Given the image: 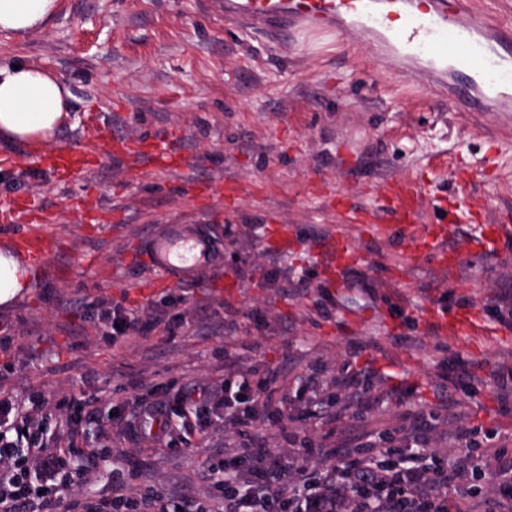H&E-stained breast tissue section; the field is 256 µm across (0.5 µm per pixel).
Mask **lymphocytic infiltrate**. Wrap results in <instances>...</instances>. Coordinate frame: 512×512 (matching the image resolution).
<instances>
[{"mask_svg": "<svg viewBox=\"0 0 512 512\" xmlns=\"http://www.w3.org/2000/svg\"><path fill=\"white\" fill-rule=\"evenodd\" d=\"M270 381L255 388L247 384L224 385V421L235 427L262 424L277 413ZM9 407H0V512H49L50 501H36V491L62 493L70 485L65 473L71 445L48 447L44 432L53 415L40 410L27 415L24 427L10 420ZM404 456L397 466L356 464L343 475L345 489L353 496L348 512H451L444 494L452 479L447 467H428L418 438L403 437ZM263 446L245 449L243 455L225 458L213 477L230 494L224 512H288L298 494L288 485L272 482L269 473L253 468V481L240 488L242 462L258 463L266 455Z\"/></svg>", "mask_w": 512, "mask_h": 512, "instance_id": "f902f5d3", "label": "lymphocytic infiltrate"}]
</instances>
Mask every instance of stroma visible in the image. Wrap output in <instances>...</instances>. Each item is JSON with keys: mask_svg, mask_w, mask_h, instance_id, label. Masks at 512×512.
Masks as SVG:
<instances>
[{"mask_svg": "<svg viewBox=\"0 0 512 512\" xmlns=\"http://www.w3.org/2000/svg\"><path fill=\"white\" fill-rule=\"evenodd\" d=\"M0 57L66 81L70 119L54 149L86 154L59 171L45 152L0 141V242L54 245L29 292L0 308V400L52 410L85 395L102 415L128 416L144 400L220 392L228 362L238 381L267 378L288 396L287 417L239 431L220 405L204 429L174 418L163 446L118 425L108 439L79 428L67 468L88 479L53 512L117 486L136 501L175 494L222 512L210 470L225 452L261 442L267 468L315 484L323 451L352 439L354 458L384 462L410 426L454 466L448 497L460 512H512V485L492 474L512 462V397L492 381L512 361V314L497 307L512 294V235L484 256L473 244L487 225H512V144L491 149L487 132L396 64H376L367 40L287 42L224 20L209 0H59L42 30L0 34ZM102 135L163 145L186 165L159 173L116 148L92 154ZM228 181L257 190L219 195ZM389 184L418 190L422 204L412 225L378 232L362 217L379 213ZM463 188L480 208L455 210ZM445 209L455 212L447 263L409 261V230L425 233ZM168 223L220 229V262L178 284L141 262L143 234ZM279 231L297 249L275 252ZM331 237L364 264L325 276L315 248ZM114 306L148 331L112 342L99 316ZM473 310L479 330L457 331ZM177 314L175 334L153 328ZM462 360L477 364L475 379L448 383ZM345 364L364 378L351 403L336 383ZM458 425L466 446L440 439ZM103 447L107 464L89 466L82 449Z\"/></svg>", "mask_w": 512, "mask_h": 512, "instance_id": "obj_1", "label": "stroma"}]
</instances>
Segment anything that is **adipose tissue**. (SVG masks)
<instances>
[{"mask_svg": "<svg viewBox=\"0 0 512 512\" xmlns=\"http://www.w3.org/2000/svg\"><path fill=\"white\" fill-rule=\"evenodd\" d=\"M58 0H0V32L39 30L57 11ZM70 91L44 68L0 58V138L44 149L52 145L69 114ZM32 286L15 248L0 247V307H12Z\"/></svg>", "mask_w": 512, "mask_h": 512, "instance_id": "obj_1", "label": "adipose tissue"}]
</instances>
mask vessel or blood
I'll list each match as a JSON object with an SVG mask.
<instances>
[{
	"label": "vessel or blood",
	"instance_id": "vessel-or-blood-1",
	"mask_svg": "<svg viewBox=\"0 0 512 512\" xmlns=\"http://www.w3.org/2000/svg\"><path fill=\"white\" fill-rule=\"evenodd\" d=\"M225 16L280 37L331 32L361 36L378 60L397 59L403 73H420L425 88L441 92L466 125L512 140V25L486 17L475 0H222ZM396 224L408 223L415 193L389 186ZM448 236L408 239L411 254L446 260ZM150 265L180 279L209 270L220 247L211 233L187 224H165L145 236Z\"/></svg>",
	"mask_w": 512,
	"mask_h": 512
}]
</instances>
